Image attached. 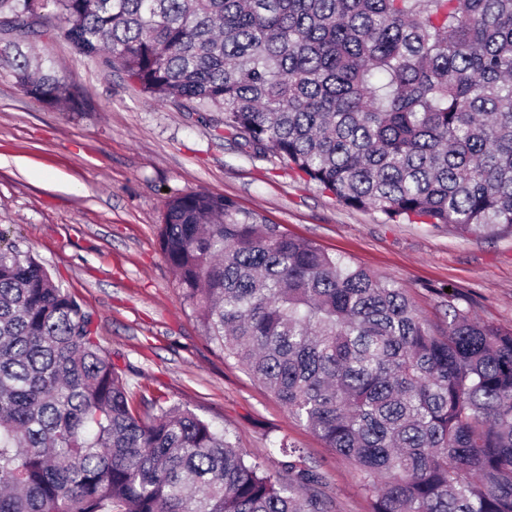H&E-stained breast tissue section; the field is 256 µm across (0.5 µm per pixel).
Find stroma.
<instances>
[{
	"label": "stroma",
	"instance_id": "obj_1",
	"mask_svg": "<svg viewBox=\"0 0 512 512\" xmlns=\"http://www.w3.org/2000/svg\"><path fill=\"white\" fill-rule=\"evenodd\" d=\"M35 50L82 107H46L0 67V228L92 312L140 413L157 400L188 405L259 460L288 439L323 474L334 512H372L353 465L202 336L159 247L165 201L230 197L395 280L438 326L453 294L477 319L512 328V229L461 235L342 206L277 158L253 157L173 104L146 100L121 74L76 59L63 35Z\"/></svg>",
	"mask_w": 512,
	"mask_h": 512
}]
</instances>
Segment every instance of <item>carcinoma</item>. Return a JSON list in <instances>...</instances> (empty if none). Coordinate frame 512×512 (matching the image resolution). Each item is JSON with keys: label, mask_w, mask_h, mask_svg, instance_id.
<instances>
[{"label": "carcinoma", "mask_w": 512, "mask_h": 512, "mask_svg": "<svg viewBox=\"0 0 512 512\" xmlns=\"http://www.w3.org/2000/svg\"><path fill=\"white\" fill-rule=\"evenodd\" d=\"M340 203L512 227V0H0V65L74 94L52 36ZM161 252L205 339L360 474L372 512H512V328L407 290L223 195L165 202ZM250 461L178 403L142 416L93 314L0 229V512H332L278 443Z\"/></svg>", "instance_id": "obj_1"}]
</instances>
